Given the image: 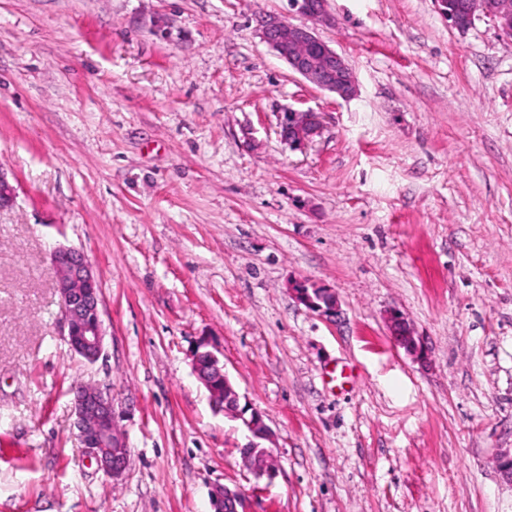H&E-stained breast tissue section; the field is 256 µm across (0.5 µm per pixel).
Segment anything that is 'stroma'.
I'll return each instance as SVG.
<instances>
[{"instance_id":"obj_1","label":"stroma","mask_w":512,"mask_h":512,"mask_svg":"<svg viewBox=\"0 0 512 512\" xmlns=\"http://www.w3.org/2000/svg\"><path fill=\"white\" fill-rule=\"evenodd\" d=\"M326 10L351 100L263 42L259 16L302 23L288 0H0V512H212L217 485L247 512H512V41L435 0ZM286 107L324 117L304 149ZM56 246L101 284L93 364L64 340ZM204 339L273 480L194 372ZM86 383L112 392L121 479L76 438ZM320 289L317 296L313 294V290ZM292 291L295 298L306 305L313 311L327 315L336 310V298L331 291L323 288H309L305 283H296ZM388 326L393 333V339L396 345L404 348L409 353H414L416 357L425 356L419 340L414 336L413 329L405 321V318L398 311H392L388 314ZM208 346L202 342L195 352L193 366L197 378L209 392L214 408L240 421L248 432L249 443L240 448L244 466L256 478L272 480L278 471V461L272 449L262 445V441L270 440V430L262 414L245 397L242 404V396L225 374L224 365H220L218 356Z\"/></svg>"}]
</instances>
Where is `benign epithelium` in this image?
Returning <instances> with one entry per match:
<instances>
[{
	"instance_id": "1",
	"label": "benign epithelium",
	"mask_w": 512,
	"mask_h": 512,
	"mask_svg": "<svg viewBox=\"0 0 512 512\" xmlns=\"http://www.w3.org/2000/svg\"><path fill=\"white\" fill-rule=\"evenodd\" d=\"M297 12L307 19H328L325 0H290ZM440 13L457 28L465 23L469 28L477 16L483 14L495 24L501 37L512 39V0H461L457 11L444 9L445 0H436ZM262 39L283 59L290 69L321 90L350 100L358 95L357 79L345 61L313 28L296 25L285 18L269 15L258 20ZM282 140L292 149H302L323 130L322 116L312 110L289 109L280 115ZM56 273V288L60 298L63 336L69 350L93 364L101 357L105 329L100 318V283L85 256L72 248L57 247L51 253ZM295 298L321 314L336 310L335 295L325 289L313 293L304 283L292 288ZM388 326L396 345L417 357L425 352L413 329L401 313L388 314ZM194 371L210 395L214 408L241 422L250 440L240 449L244 466L257 478L273 479L278 461L262 442L270 440L271 433L263 416L242 396L224 372L216 353L208 343L197 347L193 359ZM76 437L85 454L94 459L98 469L112 479L126 473L130 454L128 445L118 430L112 396L96 384H82L75 388L73 399ZM214 512H238L245 507L238 490L217 485L211 491Z\"/></svg>"
}]
</instances>
